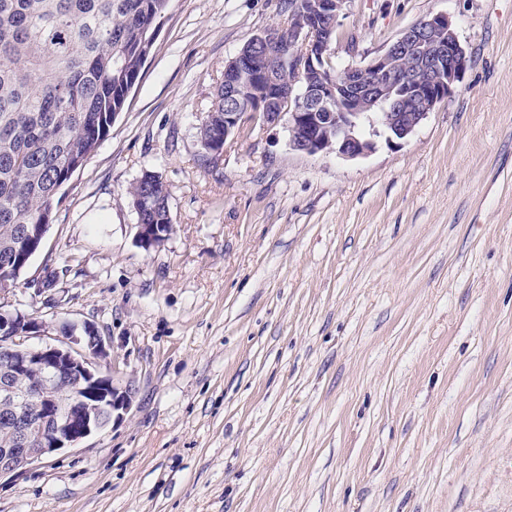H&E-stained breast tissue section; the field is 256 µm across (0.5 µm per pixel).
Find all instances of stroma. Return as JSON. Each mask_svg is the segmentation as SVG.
Masks as SVG:
<instances>
[{
    "label": "stroma",
    "instance_id": "obj_1",
    "mask_svg": "<svg viewBox=\"0 0 512 512\" xmlns=\"http://www.w3.org/2000/svg\"><path fill=\"white\" fill-rule=\"evenodd\" d=\"M283 0H173L123 112L8 302L96 326L123 421L0 477V512H512V0H350L362 65L431 12L453 93L369 156L294 151L246 120L205 165L225 64ZM162 175L174 232L136 240ZM148 171L151 173L150 178L145 180L141 177L130 191L133 202L148 203L140 211H136L138 215L137 242L145 250L160 247L174 230L169 208L170 189L158 173ZM151 224H154L159 232H165L167 225L168 232L151 236L149 227H147Z\"/></svg>",
    "mask_w": 512,
    "mask_h": 512
}]
</instances>
